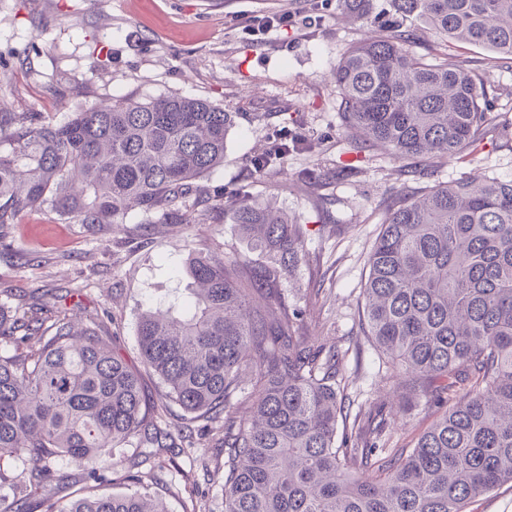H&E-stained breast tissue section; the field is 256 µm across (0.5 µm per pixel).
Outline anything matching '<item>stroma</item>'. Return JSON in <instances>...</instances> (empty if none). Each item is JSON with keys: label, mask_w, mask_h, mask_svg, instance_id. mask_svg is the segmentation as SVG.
Segmentation results:
<instances>
[{"label": "stroma", "mask_w": 512, "mask_h": 512, "mask_svg": "<svg viewBox=\"0 0 512 512\" xmlns=\"http://www.w3.org/2000/svg\"><path fill=\"white\" fill-rule=\"evenodd\" d=\"M337 0H0V99L5 111L31 112L53 123L107 100L148 102L169 96L201 99L234 113L224 164L197 180L211 203L246 192L270 199L298 218L307 257L297 271L302 324L343 359L340 392L350 413H372L380 447H413L418 434L448 408L432 393L401 401L386 364L361 333V292L367 260L393 191L413 195L433 182L487 175L512 179V70L474 45H449L422 19L406 23L412 50L441 53L484 75L501 123L467 160L439 158L433 179L402 175L400 161L367 152L358 173L315 191L305 175L350 160L333 73L372 25L337 20ZM289 14L285 25L252 32L255 18ZM304 142L270 179L251 163L278 129ZM147 224L138 211L124 223H77L52 208L20 213L0 232V306L35 303L50 290L58 307L94 321L106 344L141 371L147 406H166L176 424L182 410L165 404L159 379L145 372L138 349L140 315L160 304L184 306L196 253L245 251L233 225ZM194 447L168 448L140 468L150 494L171 512H224L220 487L224 429L193 432Z\"/></svg>", "instance_id": "stroma-1"}]
</instances>
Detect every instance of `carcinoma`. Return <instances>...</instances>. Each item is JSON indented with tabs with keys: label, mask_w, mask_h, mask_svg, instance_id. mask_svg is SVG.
<instances>
[{
	"label": "carcinoma",
	"mask_w": 512,
	"mask_h": 512,
	"mask_svg": "<svg viewBox=\"0 0 512 512\" xmlns=\"http://www.w3.org/2000/svg\"><path fill=\"white\" fill-rule=\"evenodd\" d=\"M370 0H339L364 21ZM445 39L483 46L512 68V0H391ZM399 27L351 46L336 67L349 150L382 149L404 172L434 173L438 157L478 151L498 119L481 74L448 56L411 51ZM235 115L193 98L119 100L55 124L25 112L0 115V228L27 209L51 206L80 224H117L138 210L150 224L187 223L193 181L224 162ZM278 135L252 163L271 177L288 154ZM235 225L243 253L191 258L193 300L183 311H147L137 325L144 367L183 411L224 425V512H467L471 501L512 482V180L438 183L399 192L368 258L362 330L391 366L390 378L437 393H464L417 437L382 457L339 397L341 355L300 332L278 286L305 261L297 220L270 202L196 201ZM41 301L0 309V339L26 352L0 356V512H169L140 490L101 495L113 450L168 447L163 416L147 413L141 379L78 323ZM252 402L246 419L236 406ZM342 438H337L338 424ZM67 458L85 486L55 490Z\"/></svg>",
	"instance_id": "cac0c4a2"
}]
</instances>
